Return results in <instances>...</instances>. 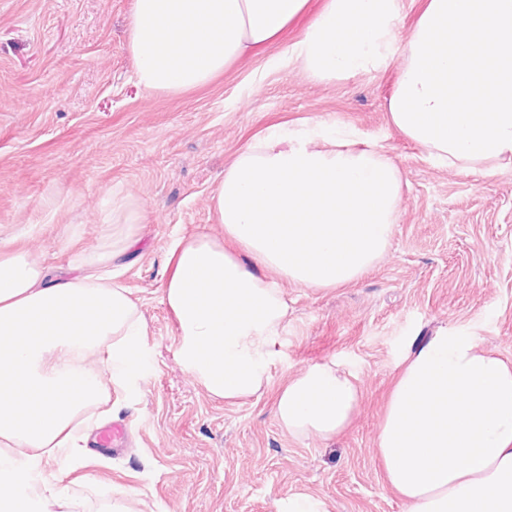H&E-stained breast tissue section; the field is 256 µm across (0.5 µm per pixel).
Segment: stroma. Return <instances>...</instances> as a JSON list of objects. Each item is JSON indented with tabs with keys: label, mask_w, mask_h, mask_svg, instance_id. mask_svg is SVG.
I'll return each instance as SVG.
<instances>
[{
	"label": "stroma",
	"mask_w": 512,
	"mask_h": 512,
	"mask_svg": "<svg viewBox=\"0 0 512 512\" xmlns=\"http://www.w3.org/2000/svg\"><path fill=\"white\" fill-rule=\"evenodd\" d=\"M133 0H0V238L66 270L100 245L109 191L138 200L145 218L117 261L145 319L146 363L113 388L103 421L127 428L119 454L96 453L43 477L80 512H277L304 493L328 512H406L383 478L376 442L397 366L411 342L443 326L479 336L512 361V170L463 171L432 160L390 121L396 68L319 82L283 54L323 0L270 47L242 57L210 86L179 96L133 77ZM302 118L354 129L384 146L404 188L391 243L355 282L320 290L278 286L292 312L264 392L243 405L209 398L176 362V325L162 300L178 238L224 239L212 196L225 167L258 132ZM337 361L360 387L336 438H294L274 404L289 377Z\"/></svg>",
	"instance_id": "obj_1"
}]
</instances>
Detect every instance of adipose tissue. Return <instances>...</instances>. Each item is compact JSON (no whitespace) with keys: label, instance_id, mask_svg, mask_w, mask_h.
<instances>
[{"label":"adipose tissue","instance_id":"adipose-tissue-1","mask_svg":"<svg viewBox=\"0 0 512 512\" xmlns=\"http://www.w3.org/2000/svg\"><path fill=\"white\" fill-rule=\"evenodd\" d=\"M308 2L133 0L135 76L168 95L207 87L274 44ZM402 11V0H324L285 55L321 82L397 65L388 110L410 141L451 167H512V0H424L400 47ZM400 200V174L378 143L307 119L257 134L213 196L225 240L199 233L169 249L162 300L180 367L229 403L261 393L288 324L277 279L316 289L356 281L387 250ZM143 219L139 201L113 192L100 250L67 276L17 238L0 240V512L78 508L40 464L71 461L89 412L144 367L143 314L109 271ZM359 396L336 363H316L279 391L275 414L292 437L331 439ZM376 453L407 512H512V363L440 328L407 351Z\"/></svg>","mask_w":512,"mask_h":512}]
</instances>
